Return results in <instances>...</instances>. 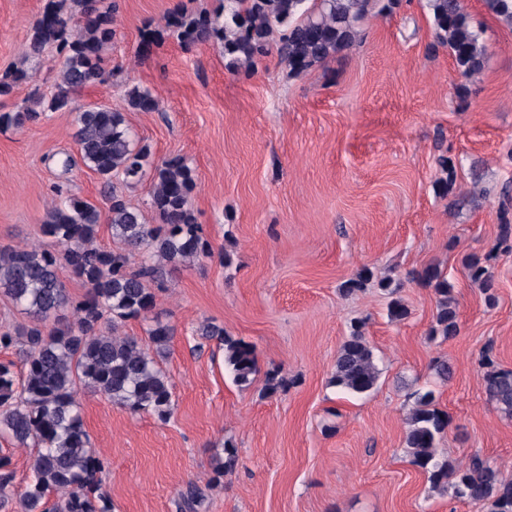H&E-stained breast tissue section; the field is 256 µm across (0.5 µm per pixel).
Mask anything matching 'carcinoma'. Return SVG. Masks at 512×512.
Instances as JSON below:
<instances>
[{
  "mask_svg": "<svg viewBox=\"0 0 512 512\" xmlns=\"http://www.w3.org/2000/svg\"><path fill=\"white\" fill-rule=\"evenodd\" d=\"M399 2L224 0V16L183 5L167 16L165 30L187 49L220 44L225 68L232 74L255 72L274 49L297 76L351 49L369 16L390 15ZM424 2L434 38L448 48L460 75L468 80L478 76L486 45L481 32L470 25L463 0ZM117 10L115 0L107 10L99 7V0H77L75 9L68 7V0H47L30 27L22 63L0 75V98L30 82L33 73L25 63L50 51L62 59L60 83L50 96L36 99L33 108L0 112V129L23 128L49 112H68L74 92L110 81L104 50L116 35ZM163 31L149 21L144 24L137 49L141 58L148 59L163 47ZM125 103L127 109L140 112H152L157 106L149 91L136 86L126 92ZM73 137L83 165L104 183L132 187L150 180L149 208L160 223H148L143 212L115 190L103 212L59 184L40 227L51 245L0 249V294L29 318V324L16 331L0 329V350L19 343L25 346L22 375H17L14 362L0 361V436L37 449L32 459L34 482L20 496L24 512H46L44 500L52 491L62 493L56 512H112L111 498L97 479L108 460L91 451L79 389L92 388L135 413L151 412L163 422L168 420L172 384L160 362L167 355L172 329L156 320L143 340L123 336L120 329L126 321L145 320L152 313L156 306L152 285L162 282L165 265L193 264L213 252L190 203L195 174L181 159L154 162L150 145L136 138L119 109L93 107L76 113ZM437 164L447 174L437 181L446 193L453 185L456 164L444 154ZM104 220L121 248L108 250L96 244ZM465 266L470 280L492 295V276L481 260L470 256ZM62 268L85 284L82 298L70 296L59 276ZM412 281L431 289L436 297L431 334L445 340L455 336L458 312L447 271L431 264L413 273ZM379 285L393 296L388 304L390 319H407L409 309L394 297L397 289L392 281L384 278ZM68 308L72 320L63 323L60 313ZM199 332L224 350V366L236 384L255 380L260 367L253 344L229 336L212 322ZM483 361L489 401L512 417V370L495 366L487 354ZM379 375L363 322L358 321L337 352L331 382L350 395L364 396L374 390ZM448 423V414L436 407L433 390L417 393L404 437L411 462L427 473L441 495L486 503L491 512H512V480L500 478L480 457L462 465L438 448ZM237 463V448L225 442L212 482H220ZM13 479L11 458L0 456L1 493ZM182 501L187 512H197L202 494L190 484Z\"/></svg>",
  "mask_w": 512,
  "mask_h": 512,
  "instance_id": "obj_1",
  "label": "carcinoma"
}]
</instances>
